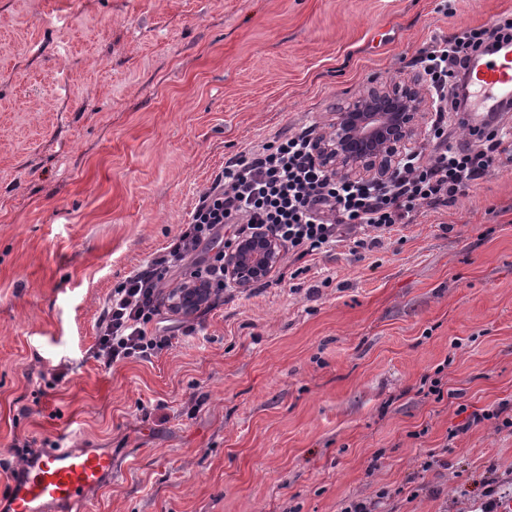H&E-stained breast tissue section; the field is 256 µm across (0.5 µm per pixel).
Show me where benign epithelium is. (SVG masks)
Wrapping results in <instances>:
<instances>
[{
    "label": "benign epithelium",
    "mask_w": 512,
    "mask_h": 512,
    "mask_svg": "<svg viewBox=\"0 0 512 512\" xmlns=\"http://www.w3.org/2000/svg\"><path fill=\"white\" fill-rule=\"evenodd\" d=\"M433 100L416 85L374 88L333 114L312 140L311 160L328 175L342 180H388L398 173L399 160L420 146ZM281 242L257 232L239 241L224 258L225 277L237 288H249L277 269ZM176 304L189 308L202 296L200 283L178 292Z\"/></svg>",
    "instance_id": "1"
}]
</instances>
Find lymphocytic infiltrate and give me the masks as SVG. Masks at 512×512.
<instances>
[{"mask_svg": "<svg viewBox=\"0 0 512 512\" xmlns=\"http://www.w3.org/2000/svg\"><path fill=\"white\" fill-rule=\"evenodd\" d=\"M502 28L499 21L472 28L424 50L419 63L433 87L442 93L460 80L471 52L498 39ZM443 136V129L435 128L432 138L440 149L430 158L407 160L394 182L334 179L311 162V141L304 134L229 159L200 197L189 224L165 251L109 294L98 317L95 360L107 367L146 360L191 333V326L181 322L157 327L162 309L172 302L164 284L172 270L191 261L192 280L204 284L208 295L223 296L229 285L224 277L226 250L217 240L226 226H233L237 241L259 230L272 232L297 260L347 240L369 252L386 234L409 224L420 207L448 205L491 168L512 159V138L506 134L480 151L442 145ZM210 243L216 251L198 260L200 248Z\"/></svg>", "mask_w": 512, "mask_h": 512, "instance_id": "1", "label": "lymphocytic infiltrate"}]
</instances>
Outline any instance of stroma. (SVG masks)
<instances>
[{
	"label": "stroma",
	"instance_id": "35a3bbf8",
	"mask_svg": "<svg viewBox=\"0 0 512 512\" xmlns=\"http://www.w3.org/2000/svg\"><path fill=\"white\" fill-rule=\"evenodd\" d=\"M512 0H0V459L112 454L94 512H482L512 498V164L372 253L282 259L148 362L108 293L227 159L411 78ZM456 401H434L423 376ZM430 469H423V462Z\"/></svg>",
	"mask_w": 512,
	"mask_h": 512
}]
</instances>
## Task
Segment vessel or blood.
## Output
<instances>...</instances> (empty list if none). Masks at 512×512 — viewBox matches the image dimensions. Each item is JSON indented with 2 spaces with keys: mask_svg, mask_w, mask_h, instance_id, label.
Returning a JSON list of instances; mask_svg holds the SVG:
<instances>
[{
  "mask_svg": "<svg viewBox=\"0 0 512 512\" xmlns=\"http://www.w3.org/2000/svg\"><path fill=\"white\" fill-rule=\"evenodd\" d=\"M477 95L463 122L468 138L489 131L483 118L512 103V38L487 54L477 52L468 74ZM112 474V455L92 448H45L25 463L9 489L12 512H89L88 493Z\"/></svg>",
  "mask_w": 512,
  "mask_h": 512,
  "instance_id": "obj_1",
  "label": "vessel or blood"
}]
</instances>
